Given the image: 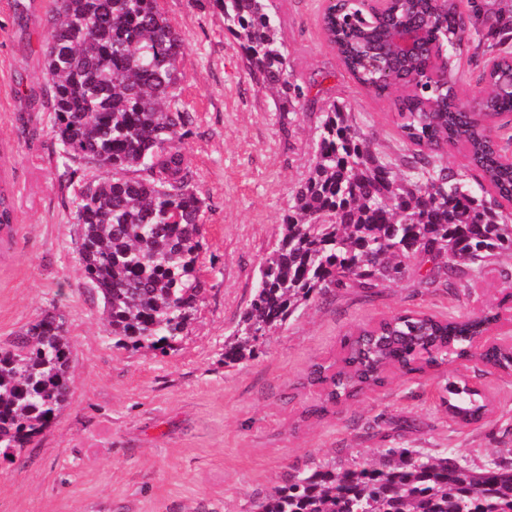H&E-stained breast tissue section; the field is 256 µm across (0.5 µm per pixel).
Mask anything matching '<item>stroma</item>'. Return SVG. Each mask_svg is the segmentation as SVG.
<instances>
[{
    "mask_svg": "<svg viewBox=\"0 0 512 512\" xmlns=\"http://www.w3.org/2000/svg\"><path fill=\"white\" fill-rule=\"evenodd\" d=\"M325 0H271L283 22L288 70L323 77L314 103L277 110L249 75L224 17L208 0H160L187 49L182 99L194 116L185 155L205 202L206 292L167 353L118 349L76 260L74 199L104 169L65 167L43 51L50 0H0V147L8 149L15 234L0 248V345L43 311L65 317L75 372L69 405L14 461L0 460V512H251L296 465L377 462L383 448L448 450L469 464L512 458V375H474L469 362L392 375L379 390L305 418L320 390L314 364L332 365L355 328L406 311L468 316L512 293V256L473 268L464 291L414 277L315 300L265 336L253 358L224 364V343L249 303L258 269L306 178L327 101L345 104L359 132L394 167L407 145L390 100L349 77L326 41ZM470 377L492 411L463 426L442 387Z\"/></svg>",
    "mask_w": 512,
    "mask_h": 512,
    "instance_id": "1",
    "label": "stroma"
}]
</instances>
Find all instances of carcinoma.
I'll use <instances>...</instances> for the list:
<instances>
[{
	"mask_svg": "<svg viewBox=\"0 0 512 512\" xmlns=\"http://www.w3.org/2000/svg\"><path fill=\"white\" fill-rule=\"evenodd\" d=\"M224 15L257 84L288 104L307 100L321 82L297 83L288 72L282 22L270 0H209ZM55 23L43 52L63 158L105 168L111 176L86 181L75 200L76 256L88 292L103 307L107 338L120 349L170 348L187 334L205 292L203 201L182 147L191 117L181 99L184 40L159 0H52ZM482 26L494 39L495 67L483 74L474 112L458 105L464 76L460 55ZM410 27L424 44L445 45L443 79L411 80L428 55L391 61L389 32ZM323 30L343 69L376 97L400 107L403 137L419 147L398 174L353 126L346 105L331 102L294 213L260 266L250 304L224 349V365L254 355L260 339L285 325L315 299L358 286L402 280L410 267L420 283L449 288L467 271L512 253V212L478 202L453 171L434 157L462 145L496 198L512 202V166L488 129L512 114V17L478 0H390L380 11L363 0L328 5ZM479 50L481 45L473 46ZM15 209L0 183V231L11 233ZM497 308L478 320L399 314L364 328L343 344L341 366H319L322 386L311 414L384 384L386 374L439 366L448 355L512 370V351L471 350ZM73 352L62 314L47 311L0 345V458L13 459L49 428L69 403ZM441 403L460 424L489 412L481 390L448 382ZM256 512H512V461L472 466L446 454L385 448L372 467L308 464L284 485L254 501Z\"/></svg>",
	"mask_w": 512,
	"mask_h": 512,
	"instance_id": "obj_1",
	"label": "carcinoma"
}]
</instances>
